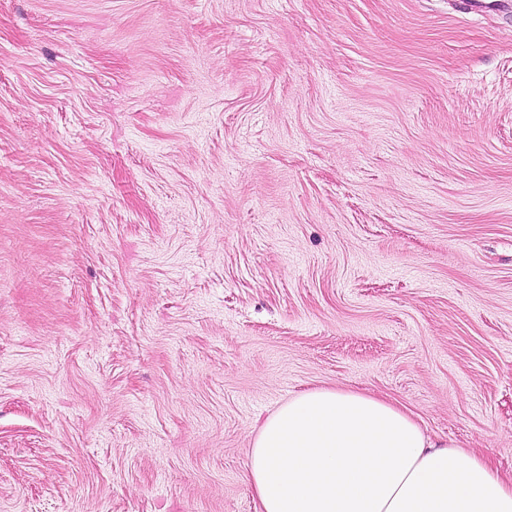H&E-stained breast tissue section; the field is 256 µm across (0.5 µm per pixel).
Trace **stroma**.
<instances>
[{
    "instance_id": "obj_1",
    "label": "stroma",
    "mask_w": 512,
    "mask_h": 512,
    "mask_svg": "<svg viewBox=\"0 0 512 512\" xmlns=\"http://www.w3.org/2000/svg\"><path fill=\"white\" fill-rule=\"evenodd\" d=\"M318 387L512 481V0H0V512H256Z\"/></svg>"
}]
</instances>
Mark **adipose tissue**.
I'll return each mask as SVG.
<instances>
[{"label":"adipose tissue","mask_w":512,"mask_h":512,"mask_svg":"<svg viewBox=\"0 0 512 512\" xmlns=\"http://www.w3.org/2000/svg\"><path fill=\"white\" fill-rule=\"evenodd\" d=\"M249 458L256 512H512V483L484 459L359 391L289 398L261 421Z\"/></svg>","instance_id":"1"}]
</instances>
